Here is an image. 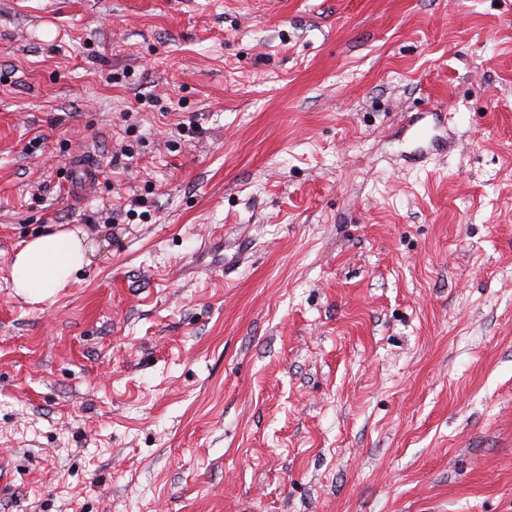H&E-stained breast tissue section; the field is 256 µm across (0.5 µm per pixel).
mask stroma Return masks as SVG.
Returning a JSON list of instances; mask_svg holds the SVG:
<instances>
[{
	"instance_id": "stroma-1",
	"label": "stroma",
	"mask_w": 512,
	"mask_h": 512,
	"mask_svg": "<svg viewBox=\"0 0 512 512\" xmlns=\"http://www.w3.org/2000/svg\"><path fill=\"white\" fill-rule=\"evenodd\" d=\"M0 512H512V0H0ZM86 238L82 229L75 228L55 230L25 242L10 269L15 294L38 303L64 288L88 261Z\"/></svg>"
}]
</instances>
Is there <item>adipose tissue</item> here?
Returning a JSON list of instances; mask_svg holds the SVG:
<instances>
[{
    "label": "adipose tissue",
    "mask_w": 512,
    "mask_h": 512,
    "mask_svg": "<svg viewBox=\"0 0 512 512\" xmlns=\"http://www.w3.org/2000/svg\"><path fill=\"white\" fill-rule=\"evenodd\" d=\"M82 229L56 230L29 239L16 252L10 269L16 295L30 302L47 300L64 288L87 262Z\"/></svg>",
    "instance_id": "ef3b65f1"
}]
</instances>
